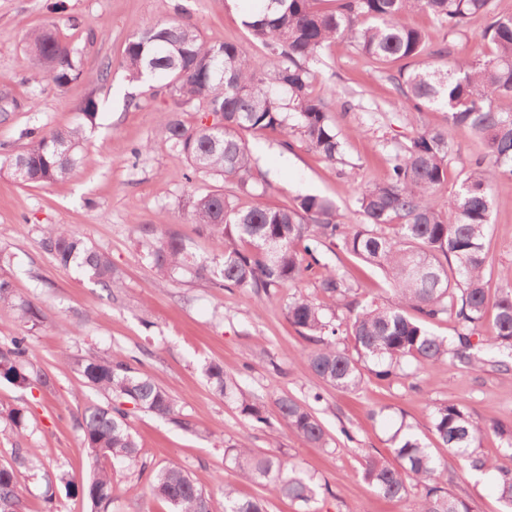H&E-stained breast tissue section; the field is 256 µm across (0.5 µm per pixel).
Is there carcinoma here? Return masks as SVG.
Instances as JSON below:
<instances>
[{
  "label": "carcinoma",
  "instance_id": "carcinoma-1",
  "mask_svg": "<svg viewBox=\"0 0 512 512\" xmlns=\"http://www.w3.org/2000/svg\"><path fill=\"white\" fill-rule=\"evenodd\" d=\"M246 26L267 51L249 54L233 42L210 43L194 23L174 19L142 29L128 41L121 66L128 75L148 83L150 95L166 94L173 107L160 113L156 135L183 155L188 181L207 179L230 183L235 191L193 193L189 198L193 223L217 239L221 254L199 258L189 253L175 234L158 224L138 229V243L152 267L172 275L188 267L211 276L216 288L233 287L259 296L271 295L284 284H299L316 267L323 269L319 289L323 301L307 295H288L284 306L288 322L309 344L297 367L324 384L345 392L356 391L365 373L387 380L413 360L420 369L449 361L471 368L486 362L472 352L489 297L484 285L487 255L485 239L494 205L491 183L512 176V109L495 105L512 97V14L496 12V0H255ZM412 11L427 13L434 33L408 28L402 17ZM477 13L490 17L485 37L494 46L486 61L460 59L454 68L422 65L433 34L462 30ZM347 37L363 54L381 64L397 63L396 89L408 109H441L449 128L419 127L408 142L391 154L383 181L358 189L361 221L342 223L335 204L315 195L291 205L271 206L263 200L270 188L256 162L244 132L264 130L300 134L307 147L328 163L343 162L344 147L330 123L324 95L315 92L323 50ZM30 56L28 80H47L62 89L83 78L73 52L58 37L56 24L32 29L27 35ZM196 106L221 114L216 129L200 121L186 123L184 108ZM483 140L487 154L458 183L448 207L437 205L435 194L448 180V129ZM25 150L0 158V175L24 184L48 186L68 179L83 161L84 128L44 130L29 128ZM247 196L251 202L239 203ZM393 228V235L378 231ZM42 245L56 264L75 266L95 285L117 290L122 277L107 252L93 246L66 224L43 227ZM339 245L386 275L392 303H363L348 280L323 261L321 246ZM506 286L494 299L495 317L486 338L490 351L501 356L495 364L512 366V267L502 270ZM17 306L20 317L37 325L42 318L33 304H15L9 276L0 274V306ZM346 311V323L329 311ZM454 319L457 342L437 336L429 324ZM352 336L355 354L339 348L341 327ZM28 337L14 336L0 343V377L28 380ZM86 383L113 398L86 406L80 427L93 471L85 491L95 512H105L112 498V476L99 460L109 458L132 470L141 449L128 422L124 404L173 419L177 403L151 379L141 376L130 359L119 352L110 357L89 355L79 364ZM213 387L240 402L241 413L264 421L263 405L241 394L235 379L214 364L206 369ZM282 420L297 437L316 448L326 447L325 432L306 403L288 395L276 398ZM432 432L452 454L467 456L470 469L489 471L493 460L477 452L487 428L459 404L431 405ZM399 464L370 458L363 477L387 499L400 500L411 485L423 492L415 512H473L470 503L448 489L447 463L435 456L413 433L396 448ZM234 466L262 485L269 495L305 506L316 501V485L277 455L260 456L242 439L229 449ZM32 451L18 454L16 466L0 467V512H20L18 469L35 465ZM153 496L167 502L172 512H212L210 498L178 465L161 469L150 485ZM496 492L512 512V469L498 470ZM224 512H265L262 498L241 499L231 485L224 486Z\"/></svg>",
  "mask_w": 512,
  "mask_h": 512
}]
</instances>
